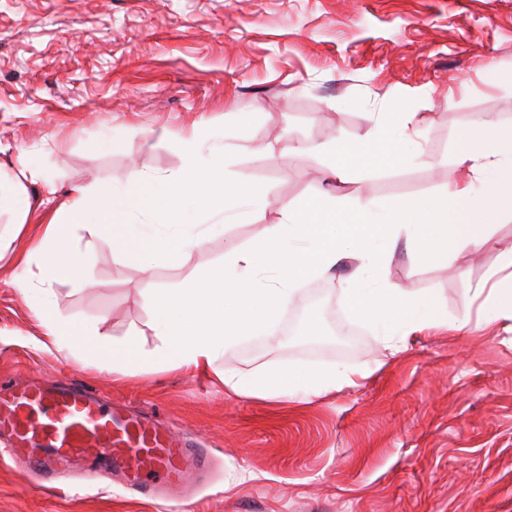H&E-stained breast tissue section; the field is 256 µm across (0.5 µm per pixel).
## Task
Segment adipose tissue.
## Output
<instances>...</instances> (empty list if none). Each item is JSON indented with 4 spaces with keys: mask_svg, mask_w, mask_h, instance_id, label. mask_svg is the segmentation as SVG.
<instances>
[{
    "mask_svg": "<svg viewBox=\"0 0 512 512\" xmlns=\"http://www.w3.org/2000/svg\"><path fill=\"white\" fill-rule=\"evenodd\" d=\"M370 134L363 142H331L319 153L330 178L345 182L357 173L388 168L406 161L419 115L415 112L367 113ZM185 164L176 174L139 176L128 187L107 184L78 190L63 217L47 224L44 253L48 270L57 277L81 273L72 238L75 225L107 235L113 254L143 268L175 263L206 237L223 233L220 224L196 231L199 214L223 211L230 199L244 195L243 183L224 171L223 148L206 131L187 142ZM459 158L470 178L450 189L456 222L449 227L451 249L482 247L489 241L488 216L512 218V125L480 121L460 143ZM148 215L144 224L128 220L132 212ZM280 220L268 225L247 249L232 251L222 273H207L168 289L151 301V324L162 344L142 351L135 337L108 344L100 341L96 323H75L61 316L51 288L27 280L13 285L29 299L32 310L53 344L89 352L113 369L135 366L215 371L227 393L261 400L303 401L357 385L368 376L358 369L304 370L264 368L250 374L216 371L224 351L243 339L275 338L277 323L291 303L295 287L311 277H328L344 260L354 270L343 294L353 317L377 328L393 353L407 349L413 336L446 330L448 318L428 296L391 285L385 267L397 243H404L411 261H419L425 227L405 223L400 206L381 208L370 199L346 202L325 196L300 204L282 203ZM497 279L482 302L480 325L496 331L512 322V246L499 254Z\"/></svg>",
    "mask_w": 512,
    "mask_h": 512,
    "instance_id": "obj_1",
    "label": "adipose tissue"
}]
</instances>
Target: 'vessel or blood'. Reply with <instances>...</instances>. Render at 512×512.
<instances>
[{"instance_id": "b4317fda", "label": "vessel or blood", "mask_w": 512, "mask_h": 512, "mask_svg": "<svg viewBox=\"0 0 512 512\" xmlns=\"http://www.w3.org/2000/svg\"><path fill=\"white\" fill-rule=\"evenodd\" d=\"M0 433L11 456L24 458L45 481L86 464L85 475H118L126 490L162 499L183 490L189 470L206 472V449L162 432L153 417L133 416L101 403L63 380L0 381Z\"/></svg>"}]
</instances>
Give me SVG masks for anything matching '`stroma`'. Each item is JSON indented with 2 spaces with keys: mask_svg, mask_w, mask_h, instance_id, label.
Returning <instances> with one entry per match:
<instances>
[{
  "mask_svg": "<svg viewBox=\"0 0 512 512\" xmlns=\"http://www.w3.org/2000/svg\"><path fill=\"white\" fill-rule=\"evenodd\" d=\"M411 100L418 156L405 167L328 180L316 145L365 138V115ZM512 124V0H0V180L20 181L23 225L0 211V378L66 376L177 437L210 449L195 498L157 501L74 473L46 483L0 451V512H512V335L469 323L392 354L355 320L353 272L299 285L277 338L251 336L218 365L370 369L299 405L225 394L213 373L111 367L40 347L45 336L12 282L51 283L59 312L101 322L107 341L139 331L151 350L152 297L278 223L279 206L320 195L388 207L463 182L459 142L476 118ZM217 134L226 173L266 202L224 213V232L150 270L76 227L86 282L48 280L32 249L78 189L172 174L197 131ZM33 177L19 179L21 165ZM479 251L413 263L394 250L390 283L433 296L449 321L476 315V288L512 245L497 220Z\"/></svg>",
  "mask_w": 512,
  "mask_h": 512,
  "instance_id": "obj_1",
  "label": "stroma"
}]
</instances>
